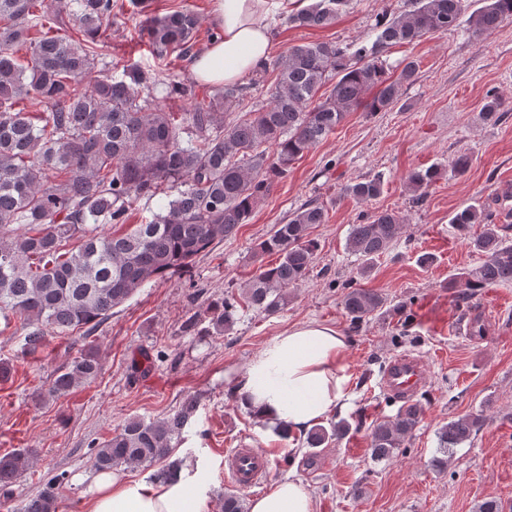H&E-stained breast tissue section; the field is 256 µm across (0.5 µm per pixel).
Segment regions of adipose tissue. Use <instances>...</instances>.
<instances>
[{"mask_svg": "<svg viewBox=\"0 0 512 512\" xmlns=\"http://www.w3.org/2000/svg\"><path fill=\"white\" fill-rule=\"evenodd\" d=\"M269 0H215L220 39L194 58L195 81L231 85L269 58L273 32ZM347 343L339 329L317 322L289 327L252 359L236 392L242 405L269 427L294 435L353 397ZM208 483L200 466L185 465L164 482L127 479L117 471L95 473L85 512H206ZM250 512H314L309 490L281 481L254 499Z\"/></svg>", "mask_w": 512, "mask_h": 512, "instance_id": "adipose-tissue-1", "label": "adipose tissue"}]
</instances>
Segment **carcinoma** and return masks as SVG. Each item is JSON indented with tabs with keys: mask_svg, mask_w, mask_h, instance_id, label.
<instances>
[{
	"mask_svg": "<svg viewBox=\"0 0 512 512\" xmlns=\"http://www.w3.org/2000/svg\"><path fill=\"white\" fill-rule=\"evenodd\" d=\"M349 0H312L288 16L299 27L335 23ZM411 9L379 17L373 34L353 46L310 42L288 48L274 64H263L252 83L275 73L267 106L243 111L247 87L233 85L200 97L192 88L162 84L138 67L111 75L97 69L98 36L112 23V0H0V314L12 316L22 329L21 351L44 347L50 336L90 335L125 303L137 288L188 268L214 242L222 241L251 220L275 184L303 154L360 109L382 112L397 104L401 89L415 81L416 60L397 65L388 57L395 47L411 46L432 34L460 25L464 0H410ZM512 19V0H484L468 19L479 39ZM75 22L79 37L67 33ZM199 16L188 8L146 17L153 54L184 56L193 48ZM26 49L25 59L17 53ZM399 73H394V69ZM192 100L189 112H168L153 104V93ZM146 96H140V92ZM45 104L34 119L24 102ZM240 116L224 122V115ZM441 164L414 169L406 185L416 202L443 175ZM382 176L346 185L359 200L378 198ZM155 203L144 224L121 234L99 230L123 224L130 204ZM325 222V209L310 201L288 223L275 226L260 244L275 262L261 264L241 288L212 308L210 325L198 335L222 336L231 329L240 303L267 315L288 305L290 290L313 270L319 244L310 229ZM480 264L448 277V287L472 293L492 285L512 284V242L489 223L480 203L450 217ZM483 232L471 234L474 225ZM403 232L396 213H374L351 225L347 250L359 261L357 273L371 275L377 259ZM343 310L359 325L386 305L369 288H348ZM99 351L84 347L57 368L49 394L66 396L95 379ZM197 398H186L160 419L134 417L98 444L92 459L97 470L118 465L158 466L156 480L175 475L181 460L173 457L183 430L196 416ZM424 414L418 401L402 405L392 419L370 426L371 453L390 458L409 438ZM484 423L481 415H464L437 431L439 453L433 460L448 468L454 449L470 441ZM346 420L318 424L304 434L306 447L326 448L343 439ZM33 464V451L0 456V489L9 490ZM51 478L28 498L21 512H56Z\"/></svg>",
	"mask_w": 512,
	"mask_h": 512,
	"instance_id": "obj_1",
	"label": "carcinoma"
}]
</instances>
